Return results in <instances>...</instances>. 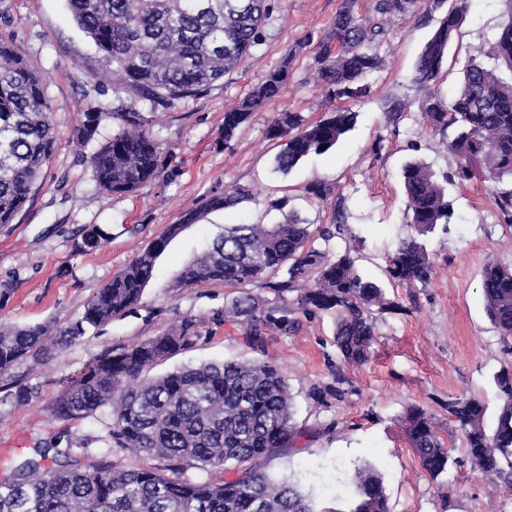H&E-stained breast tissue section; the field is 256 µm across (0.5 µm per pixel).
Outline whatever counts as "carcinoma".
I'll return each instance as SVG.
<instances>
[{"mask_svg":"<svg viewBox=\"0 0 512 512\" xmlns=\"http://www.w3.org/2000/svg\"><path fill=\"white\" fill-rule=\"evenodd\" d=\"M508 19L499 25L488 57L494 66L472 61L454 97L443 102L430 94L421 104L432 132L448 139L450 170L438 174L415 159L402 172L407 219L413 233L398 241L389 259L393 280L427 283L433 264L426 237L454 216L447 185L474 178L494 184L495 218L512 225V0ZM425 12L443 0H373L360 15L355 0H340L329 33L315 44L316 81L329 102L330 116L310 123L284 109L268 128L283 141L275 170L289 173L306 156L331 149L356 123L357 113L341 105L370 91L366 79L379 70L380 45L391 34V20ZM73 17L93 41L109 73L127 95L129 105L112 109L121 129L89 154L94 180L107 194L129 193L159 176L164 152L146 129L141 103L153 111L207 91L237 68L259 44L270 16L269 0H69ZM469 0H454L424 45L414 80L434 81L448 44L463 20ZM292 56L269 71L233 108L224 112V142L260 106L277 97L288 77ZM50 101L43 79L33 72L11 39L0 35V224H10L29 198L56 150L57 132L50 123ZM106 113L90 107L75 129L83 149L97 142ZM309 199L325 201L334 186L317 181L304 187ZM255 199L252 191L231 188L213 195L204 209H230ZM189 212L171 224L87 302L79 320L59 331L72 343L136 304L152 278L158 257L185 224L197 222ZM348 232L342 199L328 224H311L288 214L281 224H226L204 253L177 276V287L224 283L238 295L224 304V322L239 327L251 346L272 332L295 334V311L311 318H334V345L348 364L369 361L376 343L373 311L390 309L384 289L363 277L352 250H332ZM279 301L270 303L249 286L263 277ZM293 298H288V294ZM481 293L486 313L504 344L512 340V268L495 261L484 265ZM46 327L0 324V372L42 342ZM190 320L179 329L123 346L94 360L70 381L57 398L61 419L85 417L111 407L106 451L96 456L81 448H34L32 454L0 476V512H390L383 474L369 463H353L352 491L342 507L320 505L289 474L268 472L269 462L292 450L303 436L293 418L292 397L280 365L236 361L184 367L153 378L143 371L192 345ZM499 406L493 428L485 423L487 406L463 396L448 401V420L461 435L464 457L485 476L512 488V369L493 377ZM346 380L315 386L312 396L324 401L345 394ZM404 435L422 468L433 479L456 463L455 449L439 436L432 418L412 405L401 420ZM155 457L166 469L187 461L224 471L220 483L185 476L169 477L157 467H128L118 453ZM115 459L107 460L108 455Z\"/></svg>","mask_w":512,"mask_h":512,"instance_id":"1","label":"carcinoma"}]
</instances>
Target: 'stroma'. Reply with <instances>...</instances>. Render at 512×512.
<instances>
[{"label": "stroma", "instance_id": "1", "mask_svg": "<svg viewBox=\"0 0 512 512\" xmlns=\"http://www.w3.org/2000/svg\"><path fill=\"white\" fill-rule=\"evenodd\" d=\"M339 3L275 0L262 41L239 68L150 122V134L166 150L158 178L131 193L106 195L72 135L87 107L112 109L123 93L114 92L100 53L73 20L67 0H0V33L43 76L58 134L56 152L28 202L12 223L0 226V319L53 328L37 350L0 373V470L38 446L102 447L110 408L79 419L54 415L52 404L67 379L107 351L189 319L198 335L195 343L157 362L151 375L227 359L269 360L287 373L294 419L304 436L299 449L270 462V473L295 474L314 494L332 499L350 483L349 463L369 462L384 475L391 512H512V490L491 489L467 459L447 475L431 478L399 425L406 408L419 405L445 442L460 445L446 405L463 395L483 401L487 423L495 421L493 376L512 367V351L503 347L486 315L480 274L491 260L512 266V227L495 220L491 183L475 179L449 186L455 220L428 237L434 271L427 284L407 286L388 273L389 256L410 231L404 164L417 157L439 171L450 163L441 136L424 125L420 105L431 92L444 101L454 96L467 62L484 59L506 5L470 0L439 77L427 88L414 80L415 63L444 12L394 18L379 49L383 65L368 78L371 91L353 106L354 128L327 153L307 156L288 174L277 173L280 142L267 136L277 112L288 108L315 122L332 109L315 82L312 49L299 53L295 47L305 38L326 35ZM290 53L295 59L280 96L225 141V111ZM413 142L418 150H410ZM314 180L334 185L344 202L358 267L384 287L393 304L378 315L374 353L361 366L339 358L331 316L301 318L296 335L266 337L254 350L224 321V303L235 296L234 288L176 285L180 269L224 225L281 222L284 211L272 209V201L287 199V209L300 217L329 223L333 202L310 201L302 192ZM231 187L252 190L258 198L226 211L204 210L208 197ZM190 211L199 213L198 222L182 225L157 259L140 300L79 341L60 344L57 330L76 321L116 272L168 225L182 224ZM93 227L103 230L105 240L87 251L83 238ZM338 371L348 381L346 395L318 404L310 396L312 386L331 384Z\"/></svg>", "mask_w": 512, "mask_h": 512}]
</instances>
